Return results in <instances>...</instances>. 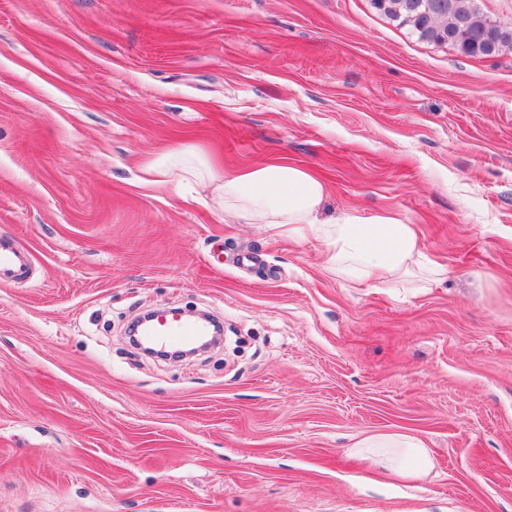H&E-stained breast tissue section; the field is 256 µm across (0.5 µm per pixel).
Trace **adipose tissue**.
<instances>
[{
    "label": "adipose tissue",
    "instance_id": "ef3b65f1",
    "mask_svg": "<svg viewBox=\"0 0 512 512\" xmlns=\"http://www.w3.org/2000/svg\"><path fill=\"white\" fill-rule=\"evenodd\" d=\"M142 172L150 185L196 184L213 206L245 223L298 242H319L325 267L347 281L394 285L417 274L434 282L448 275L424 255L416 225L395 211L365 216L349 209L322 221L326 186L298 163L281 159L224 172L200 148L173 147L148 160ZM353 452L404 481L426 479L433 468L422 441L408 434L369 435Z\"/></svg>",
    "mask_w": 512,
    "mask_h": 512
}]
</instances>
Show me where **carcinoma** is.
<instances>
[{
  "mask_svg": "<svg viewBox=\"0 0 512 512\" xmlns=\"http://www.w3.org/2000/svg\"><path fill=\"white\" fill-rule=\"evenodd\" d=\"M428 2L372 0V5L386 18L409 27L418 39L454 46L469 57H494L512 50V25H491L476 0H446V9L432 16L425 11Z\"/></svg>",
  "mask_w": 512,
  "mask_h": 512,
  "instance_id": "1",
  "label": "carcinoma"
}]
</instances>
